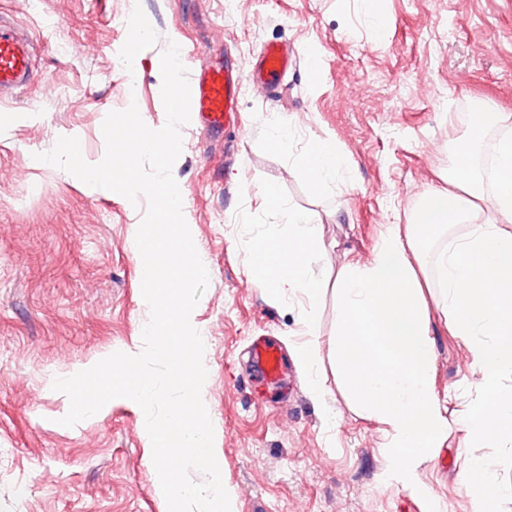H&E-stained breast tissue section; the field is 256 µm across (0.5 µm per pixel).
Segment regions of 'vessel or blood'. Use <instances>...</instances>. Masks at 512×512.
Masks as SVG:
<instances>
[{
    "instance_id": "vessel-or-blood-1",
    "label": "vessel or blood",
    "mask_w": 512,
    "mask_h": 512,
    "mask_svg": "<svg viewBox=\"0 0 512 512\" xmlns=\"http://www.w3.org/2000/svg\"><path fill=\"white\" fill-rule=\"evenodd\" d=\"M33 46L28 33L16 23L0 19V92L21 86L29 77L32 67ZM287 52L276 43L267 44L248 75L234 73L228 62L215 60L207 68L195 71L190 82V102L205 130L219 133L234 109L242 83L254 88H276L287 71ZM251 362L260 381L279 384L284 370V357L275 342L267 338L252 344Z\"/></svg>"
}]
</instances>
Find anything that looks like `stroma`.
I'll list each match as a JSON object with an SVG mask.
<instances>
[{"instance_id": "stroma-1", "label": "stroma", "mask_w": 512, "mask_h": 512, "mask_svg": "<svg viewBox=\"0 0 512 512\" xmlns=\"http://www.w3.org/2000/svg\"><path fill=\"white\" fill-rule=\"evenodd\" d=\"M0 0V16L38 42L34 77L0 99V512H168L142 409L117 398L73 427L55 379L135 348L150 317L141 293L130 202L37 161L62 136L84 159L105 154L108 113L137 104L166 121L161 70L169 43L208 64L213 49L249 74L263 46L297 54L279 88L243 87L236 121L206 137L182 126L173 166L183 214L209 268L193 312L206 338L202 399L232 512H424V500L384 480L378 424L336 373V293L274 300L252 267L283 230L287 209L319 214L325 248L311 264L329 282L347 260L367 261L387 225L407 224L423 192L447 185L455 146L484 102L512 113V0ZM145 32L134 70L121 66ZM287 128V143L278 131ZM334 142L342 172L314 190L303 174L312 142ZM316 310V334L301 318ZM434 388L448 437L420 470L442 512H469L463 474L479 451L459 413L478 399L461 339L431 305ZM313 341L324 398L296 365L288 398L269 403L252 382L247 346Z\"/></svg>"}]
</instances>
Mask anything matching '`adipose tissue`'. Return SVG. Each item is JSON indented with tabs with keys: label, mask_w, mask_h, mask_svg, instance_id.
<instances>
[{
	"label": "adipose tissue",
	"mask_w": 512,
	"mask_h": 512,
	"mask_svg": "<svg viewBox=\"0 0 512 512\" xmlns=\"http://www.w3.org/2000/svg\"><path fill=\"white\" fill-rule=\"evenodd\" d=\"M499 134L491 175L472 157L489 119ZM339 170L334 142L305 150L304 174L322 188ZM455 179L461 190L426 191L407 224L388 225L368 261L349 260L336 272V367L359 407L383 427L392 465L386 481L422 497L437 512L419 470L448 435L446 409L434 389L435 365L425 292L445 291L444 309L471 359L479 402L469 406L467 430L474 444L512 452V116L496 115L493 104L474 110L457 151ZM315 216L288 214V231L259 249L255 270L274 296L302 293L316 300L321 281L311 261L323 243ZM466 225L464 235L453 232ZM448 232L434 264L424 248L437 232ZM497 460H472L465 475L472 487L470 512H496Z\"/></svg>",
	"instance_id": "1"
}]
</instances>
